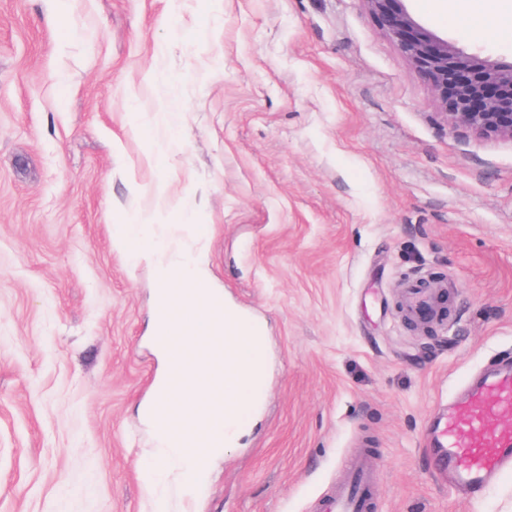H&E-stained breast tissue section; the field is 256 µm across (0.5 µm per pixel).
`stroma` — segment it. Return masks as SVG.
<instances>
[{"instance_id": "stroma-1", "label": "stroma", "mask_w": 512, "mask_h": 512, "mask_svg": "<svg viewBox=\"0 0 512 512\" xmlns=\"http://www.w3.org/2000/svg\"><path fill=\"white\" fill-rule=\"evenodd\" d=\"M408 8L512 59V28ZM162 180L272 359L184 512H317L361 455L378 512H512V471L470 501L421 442L512 357V141L448 124L363 0H0V512H156L151 271L112 226ZM421 279L452 304L431 334Z\"/></svg>"}]
</instances>
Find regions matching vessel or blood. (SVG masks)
Masks as SVG:
<instances>
[{"label":"vessel or blood","mask_w":512,"mask_h":512,"mask_svg":"<svg viewBox=\"0 0 512 512\" xmlns=\"http://www.w3.org/2000/svg\"><path fill=\"white\" fill-rule=\"evenodd\" d=\"M427 450L435 469L475 499L491 475L512 467V368L483 374L444 410ZM379 475L366 458L347 469L335 495L322 501L321 512H372Z\"/></svg>","instance_id":"vessel-or-blood-1"}]
</instances>
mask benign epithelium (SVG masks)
I'll list each match as a JSON object with an SVG mask.
<instances>
[{
  "instance_id": "obj_1",
  "label": "benign epithelium",
  "mask_w": 512,
  "mask_h": 512,
  "mask_svg": "<svg viewBox=\"0 0 512 512\" xmlns=\"http://www.w3.org/2000/svg\"><path fill=\"white\" fill-rule=\"evenodd\" d=\"M379 31L430 88L451 124L512 141V62L468 54L420 24L405 0H363Z\"/></svg>"
}]
</instances>
